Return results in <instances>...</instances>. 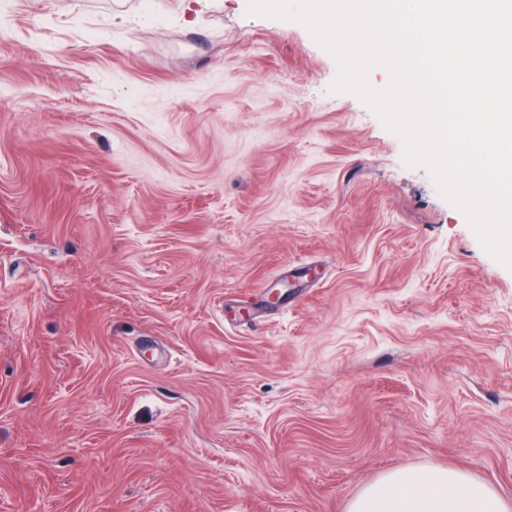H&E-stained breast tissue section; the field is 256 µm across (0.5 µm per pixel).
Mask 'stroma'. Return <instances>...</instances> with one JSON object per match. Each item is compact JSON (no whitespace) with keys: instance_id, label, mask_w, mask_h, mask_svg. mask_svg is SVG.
I'll use <instances>...</instances> for the list:
<instances>
[{"instance_id":"35a3bbf8","label":"stroma","mask_w":512,"mask_h":512,"mask_svg":"<svg viewBox=\"0 0 512 512\" xmlns=\"http://www.w3.org/2000/svg\"><path fill=\"white\" fill-rule=\"evenodd\" d=\"M336 74L241 0H0V512L512 500V270ZM486 482L459 469L431 467L389 471L364 485L347 512H511Z\"/></svg>"}]
</instances>
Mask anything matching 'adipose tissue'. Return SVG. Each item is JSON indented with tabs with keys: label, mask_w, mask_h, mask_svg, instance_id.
I'll list each match as a JSON object with an SVG mask.
<instances>
[{
	"label": "adipose tissue",
	"mask_w": 512,
	"mask_h": 512,
	"mask_svg": "<svg viewBox=\"0 0 512 512\" xmlns=\"http://www.w3.org/2000/svg\"><path fill=\"white\" fill-rule=\"evenodd\" d=\"M347 512H512V501L459 469L402 468L364 485Z\"/></svg>",
	"instance_id": "obj_1"
}]
</instances>
